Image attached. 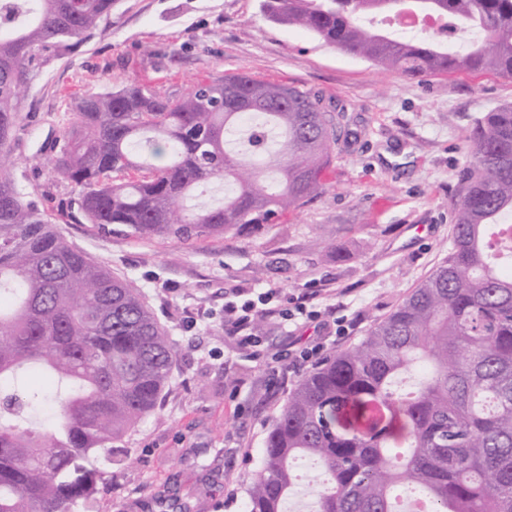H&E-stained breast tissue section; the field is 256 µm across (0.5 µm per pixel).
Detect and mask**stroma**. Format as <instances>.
<instances>
[{"label":"stroma","mask_w":512,"mask_h":512,"mask_svg":"<svg viewBox=\"0 0 512 512\" xmlns=\"http://www.w3.org/2000/svg\"><path fill=\"white\" fill-rule=\"evenodd\" d=\"M241 72L318 93L344 113L320 193L277 223L186 245L80 218L76 189L50 165L80 94L139 82L164 95ZM506 104L510 78H407L270 22L259 0H115L108 24L44 65L6 144L13 178L68 244L137 283L176 349L160 407L125 437L129 457L104 464L112 479L90 512H171L174 501L183 512H247L269 425L314 365L272 377L225 335V299L236 288L320 289L323 319L352 324L324 340L322 355L358 344L447 256L463 136ZM256 334L272 354L311 331L268 318Z\"/></svg>","instance_id":"obj_1"}]
</instances>
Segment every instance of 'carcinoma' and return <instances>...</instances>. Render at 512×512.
Listing matches in <instances>:
<instances>
[{"label":"carcinoma","instance_id":"carcinoma-1","mask_svg":"<svg viewBox=\"0 0 512 512\" xmlns=\"http://www.w3.org/2000/svg\"><path fill=\"white\" fill-rule=\"evenodd\" d=\"M115 0H0V512H76L99 490L100 460L154 412L175 356L170 336L131 280L72 248L26 202L5 144L32 72L70 52ZM264 16L410 78L490 71L512 78V0H262ZM405 9L443 17L439 36L367 28ZM241 104L224 103V85ZM341 116L310 91L248 74L162 95L151 86L77 98L52 170L79 190L89 224L138 239L187 242L271 224L319 193ZM448 256L350 350L306 374L272 419L247 512H284L293 461L315 459L325 481L312 512H395L417 495L430 512H512V105L466 135ZM216 207L182 202L215 181ZM34 367L70 386L53 421L20 419L39 391L10 389ZM372 406L388 424L339 428L345 407Z\"/></svg>","mask_w":512,"mask_h":512}]
</instances>
